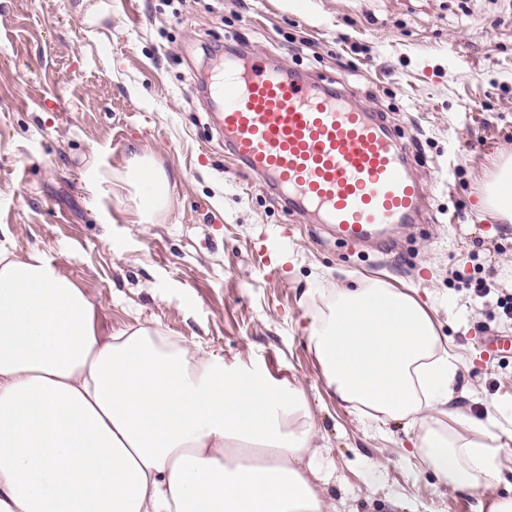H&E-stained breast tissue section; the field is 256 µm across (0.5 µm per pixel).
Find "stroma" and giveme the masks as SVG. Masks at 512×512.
<instances>
[{"label":"stroma","mask_w":512,"mask_h":512,"mask_svg":"<svg viewBox=\"0 0 512 512\" xmlns=\"http://www.w3.org/2000/svg\"><path fill=\"white\" fill-rule=\"evenodd\" d=\"M350 88L411 143L422 220L387 248L288 212L225 147L204 83L218 50ZM172 183L157 224L112 196L130 150ZM512 155V0H0V241L84 291L102 335L136 322L260 366L305 392L335 512H474L512 487L459 492L417 466V429L338 400L308 347L313 296L378 280L427 302L460 361L456 410L512 424V224L476 204ZM276 274H267L264 260ZM491 286L479 297V282Z\"/></svg>","instance_id":"35a3bbf8"}]
</instances>
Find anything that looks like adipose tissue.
<instances>
[{
    "mask_svg": "<svg viewBox=\"0 0 512 512\" xmlns=\"http://www.w3.org/2000/svg\"><path fill=\"white\" fill-rule=\"evenodd\" d=\"M112 195L153 224L172 187L134 150ZM477 211L512 223V160ZM308 341L341 401L420 426L414 455L440 483L500 481L512 431L454 412L458 360L424 303L379 281L340 288ZM313 436L300 388L154 323L101 337L73 281L0 243V512H332Z\"/></svg>",
    "mask_w": 512,
    "mask_h": 512,
    "instance_id": "1",
    "label": "adipose tissue"
}]
</instances>
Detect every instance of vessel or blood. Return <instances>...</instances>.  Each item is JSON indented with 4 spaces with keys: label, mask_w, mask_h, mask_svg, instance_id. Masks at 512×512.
Masks as SVG:
<instances>
[{
    "label": "vessel or blood",
    "mask_w": 512,
    "mask_h": 512,
    "mask_svg": "<svg viewBox=\"0 0 512 512\" xmlns=\"http://www.w3.org/2000/svg\"><path fill=\"white\" fill-rule=\"evenodd\" d=\"M211 93L226 145L291 211L346 243L416 223L423 187L405 143L351 95L258 54L225 58Z\"/></svg>",
    "instance_id": "vessel-or-blood-1"
}]
</instances>
